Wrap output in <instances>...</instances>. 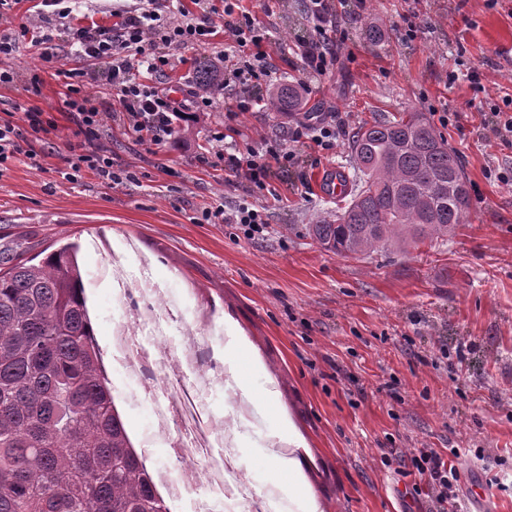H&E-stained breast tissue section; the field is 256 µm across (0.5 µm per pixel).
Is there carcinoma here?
Listing matches in <instances>:
<instances>
[{
  "mask_svg": "<svg viewBox=\"0 0 512 512\" xmlns=\"http://www.w3.org/2000/svg\"><path fill=\"white\" fill-rule=\"evenodd\" d=\"M275 111L307 103L294 86ZM360 173L333 219L303 235L336 255L443 241L469 213L459 156L419 112L349 134ZM76 247L36 264L0 250V512H170L111 394Z\"/></svg>",
  "mask_w": 512,
  "mask_h": 512,
  "instance_id": "1",
  "label": "carcinoma"
}]
</instances>
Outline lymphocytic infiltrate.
Returning a JSON list of instances; mask_svg holds the SVG:
<instances>
[{"label":"lymphocytic infiltrate","instance_id":"lymphocytic-infiltrate-1","mask_svg":"<svg viewBox=\"0 0 512 512\" xmlns=\"http://www.w3.org/2000/svg\"><path fill=\"white\" fill-rule=\"evenodd\" d=\"M38 19H55L54 32L39 36L38 59L43 68L59 67V43H66L78 59V67L64 70L65 103L85 140L97 138L105 114L88 87L103 82L113 99L126 112L133 132L147 135L154 144L173 136L190 113L209 111L210 94L190 91L189 101L172 96L160 80L174 62L175 51L210 45L216 29L211 13L197 16L175 5L174 0H133L115 10L109 25L76 22L70 0H40ZM314 35L302 42L300 56L306 70L325 75L343 45L337 37L338 10L335 0H306ZM223 29L230 47L217 52L225 84L237 85L238 111H249L255 99L252 89L268 79L271 67L264 48L267 29L239 7V0H224ZM294 150L260 152L248 147L227 157L233 177L264 187L272 166H287ZM411 463L424 483L423 494L435 512H457L460 471L454 463L432 448H420Z\"/></svg>","mask_w":512,"mask_h":512}]
</instances>
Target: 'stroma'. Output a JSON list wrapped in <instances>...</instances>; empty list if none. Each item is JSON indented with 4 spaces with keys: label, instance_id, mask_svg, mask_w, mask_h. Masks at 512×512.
Here are the masks:
<instances>
[{
    "label": "stroma",
    "instance_id": "obj_1",
    "mask_svg": "<svg viewBox=\"0 0 512 512\" xmlns=\"http://www.w3.org/2000/svg\"><path fill=\"white\" fill-rule=\"evenodd\" d=\"M243 5L269 30L274 84L310 83L309 113L345 112L354 127L416 110L436 124L462 159L471 200L447 244L342 257L303 236L304 225L331 219L340 203L317 188L316 173L332 167L355 178L343 136L329 152L297 148L266 189L226 182L223 167L206 163L213 132L241 149L287 147L299 121L264 104L226 116L228 88H217L210 111L155 145L129 130L106 86L91 87L108 113L96 144L123 179L110 185L87 172L70 180L67 146L84 137L63 103L62 79L40 67L26 41L0 60L17 75L0 85V118L37 106L55 128L29 136L34 157L18 155L0 171V246L19 245L30 258L129 236L152 257L155 284L198 288L216 341L229 316L248 342L249 359L236 372L273 377L279 418L317 460L295 465L322 512H429L412 490L410 466L384 458L416 448L460 449L464 512H512V485H489L497 475L512 482V141L495 135L491 118L512 96V0H370L363 14L344 9L335 68L308 77L293 51L311 35L304 0ZM412 13L421 29L406 40L398 28ZM373 28L380 42L369 39ZM243 201L263 207L262 236L196 221L203 208L230 212ZM80 266L105 347L116 316L112 281L97 274L94 256ZM196 304L183 305V314Z\"/></svg>",
    "mask_w": 512,
    "mask_h": 512
}]
</instances>
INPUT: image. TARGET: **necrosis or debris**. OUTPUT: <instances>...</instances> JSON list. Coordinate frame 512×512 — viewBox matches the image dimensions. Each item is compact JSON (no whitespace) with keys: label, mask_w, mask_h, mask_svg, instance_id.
<instances>
[{"label":"necrosis or debris","mask_w":512,"mask_h":512,"mask_svg":"<svg viewBox=\"0 0 512 512\" xmlns=\"http://www.w3.org/2000/svg\"><path fill=\"white\" fill-rule=\"evenodd\" d=\"M104 261L119 286L112 351L151 413L147 434L135 441L162 440L167 455L178 462L174 469L154 459L148 462L171 512H267L266 497L256 494L237 462L236 436L249 418L241 396L229 394L228 411L212 419L210 429L220 449L209 452L206 460L198 458L204 438L184 425L185 390H192L202 404L231 377L230 367L216 362L204 341L210 329L206 317L178 318L171 293L152 285L149 262L129 264L112 248Z\"/></svg>","instance_id":"obj_1"}]
</instances>
